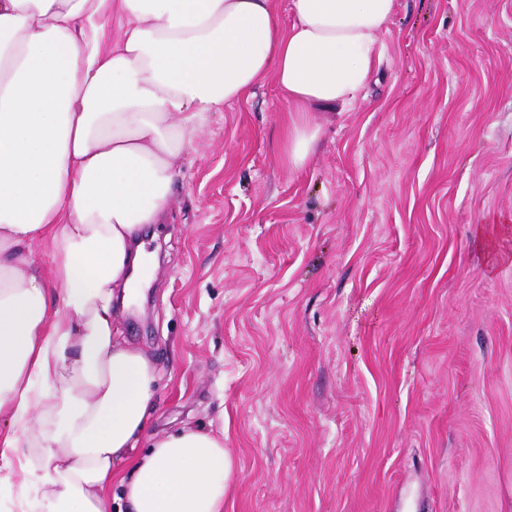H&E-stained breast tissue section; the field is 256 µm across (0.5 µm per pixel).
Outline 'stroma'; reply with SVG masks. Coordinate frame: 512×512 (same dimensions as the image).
Listing matches in <instances>:
<instances>
[{
  "label": "stroma",
  "instance_id": "obj_1",
  "mask_svg": "<svg viewBox=\"0 0 512 512\" xmlns=\"http://www.w3.org/2000/svg\"><path fill=\"white\" fill-rule=\"evenodd\" d=\"M292 118L211 115L144 229L153 434L223 435L224 512H512V0H396L299 168Z\"/></svg>",
  "mask_w": 512,
  "mask_h": 512
}]
</instances>
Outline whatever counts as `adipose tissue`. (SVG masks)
<instances>
[{"mask_svg":"<svg viewBox=\"0 0 512 512\" xmlns=\"http://www.w3.org/2000/svg\"><path fill=\"white\" fill-rule=\"evenodd\" d=\"M394 10L287 0L285 26L277 0H0V466L21 471L16 512H224L223 438L184 427L140 447L156 369L118 329L147 267L134 241L212 113L268 80L290 112L352 102Z\"/></svg>","mask_w":512,"mask_h":512,"instance_id":"adipose-tissue-1","label":"adipose tissue"}]
</instances>
